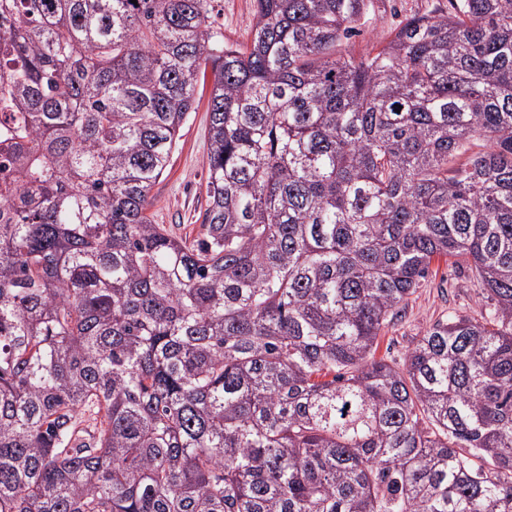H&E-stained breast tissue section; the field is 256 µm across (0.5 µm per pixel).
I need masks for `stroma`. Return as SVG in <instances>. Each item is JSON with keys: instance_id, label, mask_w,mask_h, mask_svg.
<instances>
[{"instance_id": "stroma-1", "label": "stroma", "mask_w": 512, "mask_h": 512, "mask_svg": "<svg viewBox=\"0 0 512 512\" xmlns=\"http://www.w3.org/2000/svg\"><path fill=\"white\" fill-rule=\"evenodd\" d=\"M210 21L227 43L250 40L255 0H211ZM448 0H371L369 21L345 46L362 54L390 40L406 19L429 12L444 13ZM208 91H200L172 150L169 165L151 190L148 212L154 223L181 237L195 233L206 209L209 134ZM486 293L468 266L451 259L434 260L427 277L379 338L377 357L401 366L409 348L434 323L453 315L481 319Z\"/></svg>"}]
</instances>
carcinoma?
<instances>
[{
  "instance_id": "obj_1",
  "label": "carcinoma",
  "mask_w": 512,
  "mask_h": 512,
  "mask_svg": "<svg viewBox=\"0 0 512 512\" xmlns=\"http://www.w3.org/2000/svg\"><path fill=\"white\" fill-rule=\"evenodd\" d=\"M448 2L356 55L367 0H0V512H512V0ZM436 257L488 321L376 359ZM209 21L225 43H247L255 24V0H212ZM213 75L207 70L197 107L182 127L169 165L151 190L153 206L147 212L154 224H164L171 234H196L206 209L209 134L208 98Z\"/></svg>"
}]
</instances>
